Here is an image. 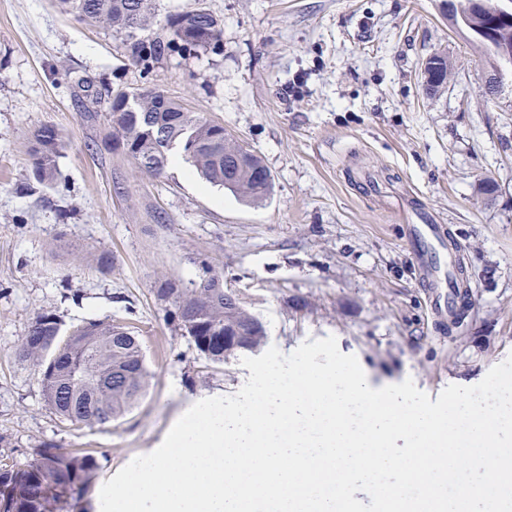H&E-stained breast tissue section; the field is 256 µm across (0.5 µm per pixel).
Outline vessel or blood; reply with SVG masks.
<instances>
[{"mask_svg":"<svg viewBox=\"0 0 512 512\" xmlns=\"http://www.w3.org/2000/svg\"><path fill=\"white\" fill-rule=\"evenodd\" d=\"M409 246L419 265L424 287L433 291L431 306L440 316L458 313L460 295L448 268L454 267L456 258L447 253L441 225L433 223L425 212H417L416 222L410 227Z\"/></svg>","mask_w":512,"mask_h":512,"instance_id":"vessel-or-blood-1","label":"vessel or blood"}]
</instances>
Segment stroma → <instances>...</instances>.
I'll use <instances>...</instances> for the list:
<instances>
[{
	"label": "stroma",
	"mask_w": 512,
	"mask_h": 512,
	"mask_svg": "<svg viewBox=\"0 0 512 512\" xmlns=\"http://www.w3.org/2000/svg\"><path fill=\"white\" fill-rule=\"evenodd\" d=\"M193 7L219 21V51L143 68L122 35L52 0H0V467L44 446L82 448L102 480L159 447L189 399L236 393L246 351L212 364L158 294L168 280L199 282L207 265L263 324L266 346L288 355L332 335L377 383L410 379L434 399L512 354V77L487 95L486 49L449 26L439 0H157L140 38ZM436 54L450 69L430 94ZM81 79L160 91L223 125L261 159L271 195L241 202L186 162L141 173L113 149L105 106L88 114ZM42 126L65 143L51 187L28 162ZM413 201L467 271L451 330L407 250ZM44 312L67 330H135L150 378L132 410L105 427L50 412L37 368L17 355ZM424 68L426 89L430 93H436L440 91L447 83L448 76V59L442 55H434L430 57ZM429 74V77L426 76Z\"/></svg>",
	"instance_id": "stroma-1"
}]
</instances>
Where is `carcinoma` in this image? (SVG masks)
Here are the masks:
<instances>
[{"label": "carcinoma", "mask_w": 512, "mask_h": 512, "mask_svg": "<svg viewBox=\"0 0 512 512\" xmlns=\"http://www.w3.org/2000/svg\"><path fill=\"white\" fill-rule=\"evenodd\" d=\"M59 8L81 20L110 28L125 36L133 62L144 65L171 52L191 55L200 49L219 48L217 20L201 8H191L166 19L162 34L151 41L137 32L154 17L155 0H56ZM473 21L486 24L497 45H512V13L502 12L494 0H477ZM426 89L440 91L447 83L448 58L435 55L426 62ZM137 100V109L125 107L124 98ZM114 147L122 149L136 168L161 176L178 154L207 182L253 203L272 192L271 175L262 161L248 152L233 159L240 145L224 127L156 91H120L108 99ZM30 165L35 177L53 185L58 180L56 158L62 140L56 130L33 133ZM160 294L176 308L195 311V323L182 329L204 344L207 336L224 335V324L235 315L224 311L223 277L210 267L193 288L164 283ZM18 356L38 367L42 393L49 410L72 425L104 426L123 417L144 395L150 372L140 338L128 327L94 321L63 333L51 313L37 315L21 338ZM119 371L118 380L112 373ZM97 470L93 455L46 446L37 458L22 466L0 468V512H63L62 504L81 498Z\"/></svg>", "instance_id": "carcinoma-1"}]
</instances>
